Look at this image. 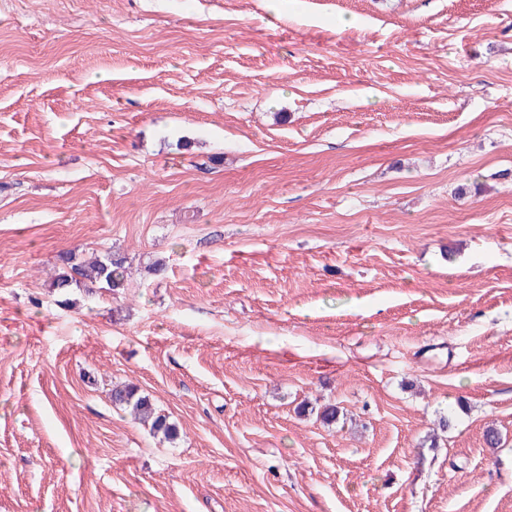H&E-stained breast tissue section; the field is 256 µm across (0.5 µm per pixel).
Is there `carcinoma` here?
Here are the masks:
<instances>
[{"label": "carcinoma", "mask_w": 512, "mask_h": 512, "mask_svg": "<svg viewBox=\"0 0 512 512\" xmlns=\"http://www.w3.org/2000/svg\"><path fill=\"white\" fill-rule=\"evenodd\" d=\"M62 260L66 263L67 270L59 274L52 284V288L58 295V304L62 306L70 304L68 295L75 288L91 294L98 285H104L113 291L124 287L126 274L124 257H99L83 264L75 261V256L69 252L62 257ZM112 402L130 409L135 417L150 427L154 435L165 440L177 437L176 424L166 415L158 412L150 398L140 394L137 387L127 385L113 390Z\"/></svg>", "instance_id": "1"}]
</instances>
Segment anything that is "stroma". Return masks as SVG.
Returning <instances> with one entry per match:
<instances>
[{"instance_id":"stroma-1","label":"stroma","mask_w":512,"mask_h":512,"mask_svg":"<svg viewBox=\"0 0 512 512\" xmlns=\"http://www.w3.org/2000/svg\"><path fill=\"white\" fill-rule=\"evenodd\" d=\"M0 512H512V0H0ZM62 260L68 269L59 274L52 284V288L60 298L57 302L62 306L70 304V299L67 296L74 288L82 289L89 295L93 294L97 285H106V287L99 288H109L113 291L124 287L125 257L105 256L83 264L82 262L76 263L75 256L69 252L62 257ZM112 402L129 408L135 417L150 427L154 435L161 436L165 440H173L177 437L176 424L171 422L165 414L158 412L150 398L140 394L137 387L127 385L121 389L112 390Z\"/></svg>"}]
</instances>
